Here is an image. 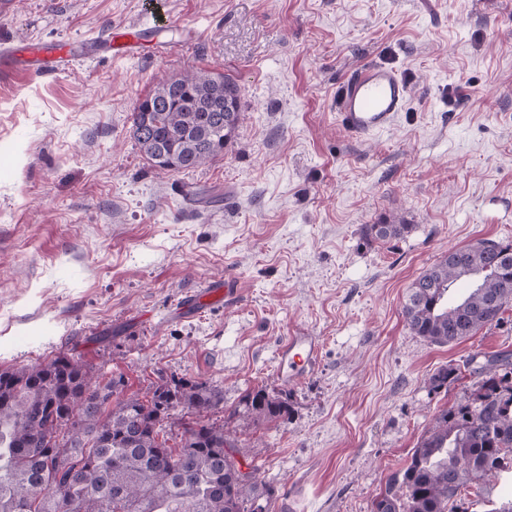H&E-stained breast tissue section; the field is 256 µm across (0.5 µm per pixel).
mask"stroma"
Listing matches in <instances>:
<instances>
[{
    "instance_id": "35a3bbf8",
    "label": "stroma",
    "mask_w": 512,
    "mask_h": 512,
    "mask_svg": "<svg viewBox=\"0 0 512 512\" xmlns=\"http://www.w3.org/2000/svg\"><path fill=\"white\" fill-rule=\"evenodd\" d=\"M141 26L157 33L133 55L0 74V370L66 355L129 393L206 383L272 512H371L433 415L475 385L436 391L433 374L512 353V305L454 346L402 315L448 250L512 242V0H0V50ZM365 60L397 67L411 97L359 141L334 106ZM192 66L236 79L243 119L213 161L162 173L131 114ZM388 222L411 230L363 239ZM229 272L238 305L181 311ZM295 330L323 348L291 383L276 353ZM257 388L288 415L243 426Z\"/></svg>"
}]
</instances>
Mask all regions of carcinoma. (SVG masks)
I'll use <instances>...</instances> for the list:
<instances>
[{
	"label": "carcinoma",
	"mask_w": 512,
	"mask_h": 512,
	"mask_svg": "<svg viewBox=\"0 0 512 512\" xmlns=\"http://www.w3.org/2000/svg\"><path fill=\"white\" fill-rule=\"evenodd\" d=\"M241 90L204 71L167 78L132 113L133 135L160 171L195 169L233 142ZM407 224H366L397 238ZM470 288L455 301L454 284ZM512 302V242L483 239L448 252L408 288L402 313L416 336L451 346L499 321ZM440 368L433 389L478 378L476 389L438 410L408 464L391 475L372 512H453L469 485L512 471V355ZM67 356L0 371V512H270L271 489L244 473L224 426L208 414L220 394L184 378L141 396ZM244 422L276 420L287 401L262 389L242 399ZM181 409L179 444L170 427Z\"/></svg>",
	"instance_id": "cac0c4a2"
}]
</instances>
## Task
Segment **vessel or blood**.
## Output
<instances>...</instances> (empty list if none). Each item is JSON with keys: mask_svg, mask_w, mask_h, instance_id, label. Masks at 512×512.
Wrapping results in <instances>:
<instances>
[{"mask_svg": "<svg viewBox=\"0 0 512 512\" xmlns=\"http://www.w3.org/2000/svg\"><path fill=\"white\" fill-rule=\"evenodd\" d=\"M46 56L61 63L74 58L64 46L30 47L1 54L0 73L27 70L30 61ZM410 95V86L396 67L368 61L344 75L336 93V119L352 138L365 140L393 127L406 111ZM205 292L223 298L228 307L241 296L238 279L231 274L225 275L223 282L208 284ZM320 353L318 336L305 331L291 333L277 349L279 370L288 380L300 378L315 369Z\"/></svg>", "mask_w": 512, "mask_h": 512, "instance_id": "vessel-or-blood-1", "label": "vessel or blood"}]
</instances>
